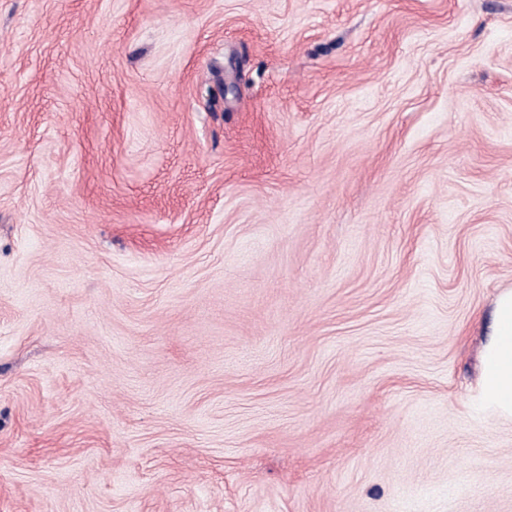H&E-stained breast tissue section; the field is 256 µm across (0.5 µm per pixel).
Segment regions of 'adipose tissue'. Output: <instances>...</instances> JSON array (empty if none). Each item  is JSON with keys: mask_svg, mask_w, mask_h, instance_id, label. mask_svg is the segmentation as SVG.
<instances>
[{"mask_svg": "<svg viewBox=\"0 0 512 512\" xmlns=\"http://www.w3.org/2000/svg\"><path fill=\"white\" fill-rule=\"evenodd\" d=\"M479 396L489 413L512 420V289L494 301L490 332L480 354Z\"/></svg>", "mask_w": 512, "mask_h": 512, "instance_id": "adipose-tissue-1", "label": "adipose tissue"}]
</instances>
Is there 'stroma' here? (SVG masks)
Wrapping results in <instances>:
<instances>
[{
	"mask_svg": "<svg viewBox=\"0 0 512 512\" xmlns=\"http://www.w3.org/2000/svg\"><path fill=\"white\" fill-rule=\"evenodd\" d=\"M507 288L512 0H0V512H512ZM479 396L498 419L512 420V289L494 301L490 332L480 354Z\"/></svg>",
	"mask_w": 512,
	"mask_h": 512,
	"instance_id": "35a3bbf8",
	"label": "stroma"
}]
</instances>
